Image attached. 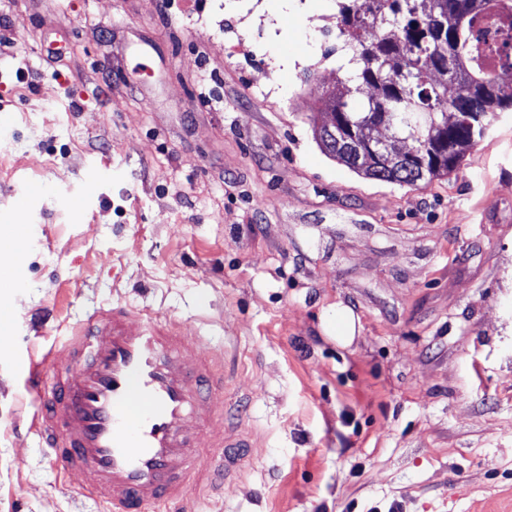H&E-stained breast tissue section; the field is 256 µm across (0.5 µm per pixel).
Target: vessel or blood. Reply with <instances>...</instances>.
<instances>
[{"label":"vessel or blood","mask_w":512,"mask_h":512,"mask_svg":"<svg viewBox=\"0 0 512 512\" xmlns=\"http://www.w3.org/2000/svg\"><path fill=\"white\" fill-rule=\"evenodd\" d=\"M25 385L30 432L103 512H183L192 491L240 475L248 435L211 429L230 399L223 363L177 317L94 311L30 352Z\"/></svg>","instance_id":"obj_1"}]
</instances>
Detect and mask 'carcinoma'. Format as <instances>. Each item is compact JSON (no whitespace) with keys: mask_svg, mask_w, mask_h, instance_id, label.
Segmentation results:
<instances>
[{"mask_svg":"<svg viewBox=\"0 0 512 512\" xmlns=\"http://www.w3.org/2000/svg\"><path fill=\"white\" fill-rule=\"evenodd\" d=\"M347 92L354 104L324 94L321 111L339 127L315 126L322 150L365 177L416 185L453 171L512 95L488 90L496 67L508 64L512 0H336ZM494 20L498 39L474 33ZM371 124L405 134L425 153L386 164L345 139Z\"/></svg>","mask_w":512,"mask_h":512,"instance_id":"1","label":"carcinoma"}]
</instances>
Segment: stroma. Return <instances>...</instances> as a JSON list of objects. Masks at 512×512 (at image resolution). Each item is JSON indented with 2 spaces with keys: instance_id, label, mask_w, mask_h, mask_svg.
Masks as SVG:
<instances>
[{
  "instance_id": "stroma-1",
  "label": "stroma",
  "mask_w": 512,
  "mask_h": 512,
  "mask_svg": "<svg viewBox=\"0 0 512 512\" xmlns=\"http://www.w3.org/2000/svg\"><path fill=\"white\" fill-rule=\"evenodd\" d=\"M338 33L335 0H0V512H101L23 370L116 302L228 352L215 424L257 445L201 512H512V112L448 175L365 178L311 122Z\"/></svg>"
}]
</instances>
